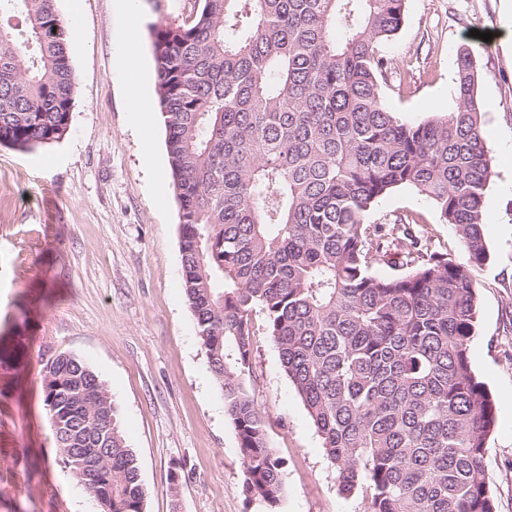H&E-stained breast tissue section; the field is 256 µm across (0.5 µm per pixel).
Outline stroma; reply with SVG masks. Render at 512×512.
Masks as SVG:
<instances>
[{"mask_svg": "<svg viewBox=\"0 0 512 512\" xmlns=\"http://www.w3.org/2000/svg\"><path fill=\"white\" fill-rule=\"evenodd\" d=\"M75 18L74 103L61 139L30 151L0 145V340L70 353L105 383L137 458L145 512H365L341 493L321 440L255 316L249 392L283 462L276 510L244 492V463L183 289L180 226L163 124L155 167L128 110L114 62L125 48L119 0H57ZM145 94L156 96L150 28L188 15L189 0H139ZM512 0H405L386 107L406 123L456 108V57L470 49L493 177L484 196L488 261L474 270L478 319L471 365L492 394L496 425L485 453L496 512H512ZM492 32L491 41L481 33ZM420 214L435 247H463L432 203L403 187L369 217ZM38 360L0 365V512H98L58 460Z\"/></svg>", "mask_w": 512, "mask_h": 512, "instance_id": "stroma-1", "label": "stroma"}]
</instances>
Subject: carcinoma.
<instances>
[{
    "mask_svg": "<svg viewBox=\"0 0 512 512\" xmlns=\"http://www.w3.org/2000/svg\"><path fill=\"white\" fill-rule=\"evenodd\" d=\"M151 28L157 112L179 205L184 288L239 442L244 487L276 507L282 464L247 389L253 316L321 440L339 490L367 512H494L491 393L468 347L493 176L476 63L457 107L413 125L383 100L404 0H195ZM70 27L56 0H0V141L29 151L70 126ZM412 187L464 257L431 249L415 213L371 224ZM404 269L380 276L375 268ZM60 461L100 512H144L112 396L77 357L40 353Z\"/></svg>",
    "mask_w": 512,
    "mask_h": 512,
    "instance_id": "cac0c4a2",
    "label": "carcinoma"
}]
</instances>
